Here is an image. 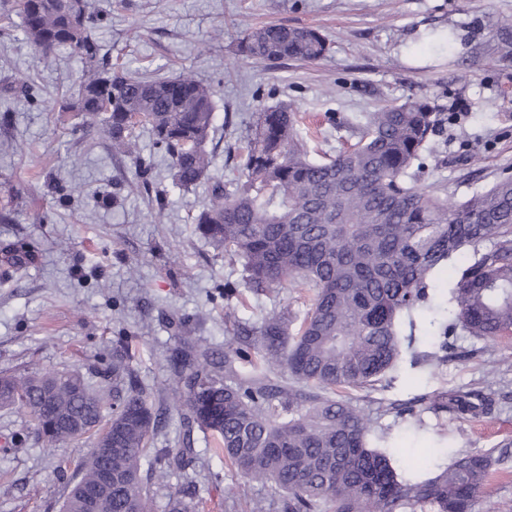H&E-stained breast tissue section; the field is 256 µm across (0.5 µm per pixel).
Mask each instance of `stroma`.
Masks as SVG:
<instances>
[{
  "mask_svg": "<svg viewBox=\"0 0 512 512\" xmlns=\"http://www.w3.org/2000/svg\"><path fill=\"white\" fill-rule=\"evenodd\" d=\"M107 14L98 38L113 66L157 78L182 73L215 92L207 148L214 176L231 179L260 108L285 103L300 112L312 159L356 141L353 127L388 104L424 99L448 113L421 176L463 195L512 175V0H88ZM318 29L330 51L314 62H270L237 53L250 27ZM19 17H0V371L37 364L82 374L103 385L112 342L135 339L132 367L154 389L176 378L169 357L188 336L224 352L245 329L286 308L304 316L312 293L297 288L225 295L240 266L202 238L193 222L207 184L173 185L167 155L138 129L151 171L113 153L61 109L80 65L68 52L41 63ZM448 31L451 44L429 41ZM28 84L30 96L20 92ZM75 188L60 197L58 185ZM33 256L20 270L8 261L20 243ZM182 329H174V319ZM396 366L368 391L349 395L373 422L371 442L386 449L404 477L435 472L461 453L512 444V335L486 341L441 336L429 313H415ZM451 391L491 395L478 418L436 408ZM156 448L194 449L196 463L156 487L157 512L170 492L194 484L196 512H282L271 485L245 484L212 439L185 433L168 410ZM82 452L43 448L27 416L0 408V512H60Z\"/></svg>",
  "mask_w": 512,
  "mask_h": 512,
  "instance_id": "stroma-1",
  "label": "stroma"
}]
</instances>
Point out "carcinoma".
I'll return each instance as SVG.
<instances>
[{
  "instance_id": "1",
  "label": "carcinoma",
  "mask_w": 512,
  "mask_h": 512,
  "mask_svg": "<svg viewBox=\"0 0 512 512\" xmlns=\"http://www.w3.org/2000/svg\"><path fill=\"white\" fill-rule=\"evenodd\" d=\"M12 11L39 57L61 50L78 57V90L62 111L96 121L98 136L127 154L134 151L130 119L138 116L169 157L176 186L210 183L194 223L215 251L240 264L244 288L314 289L293 337L282 310L222 361L207 351L175 353L174 405L187 430L211 435L216 453L242 477L286 493L285 512H488L482 503L499 462L494 452L462 453L430 477L404 479L389 453L370 445L371 419L341 396L373 387L394 366L402 318L428 303L432 274L450 261L461 266L443 334L512 332V178L457 198L442 183L420 184L448 118L415 100L370 113L355 127L356 143L325 161L308 158L298 112L263 107L242 177L224 182L212 176L206 149L216 111L209 87L190 75L113 68L96 36L105 18L86 0L68 8L61 0H13ZM239 50L317 62L329 45L315 29L267 24L242 32ZM131 356L123 336L112 347L110 395L75 372L0 374V406L27 413L44 447L93 438L62 512H154V481L194 466L191 448L150 447L160 413ZM252 356L258 373H238L237 360ZM493 406L469 392L449 394L446 404L474 416Z\"/></svg>"
}]
</instances>
